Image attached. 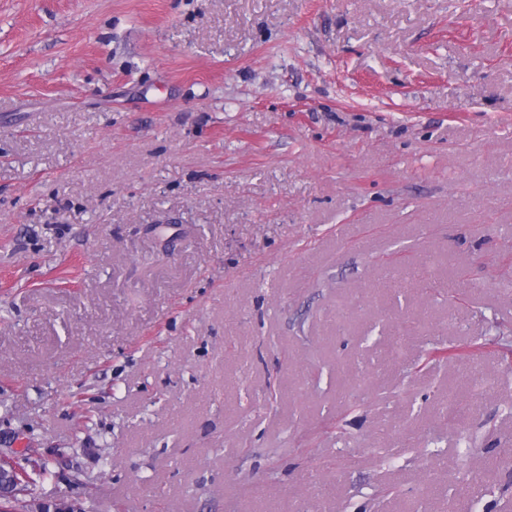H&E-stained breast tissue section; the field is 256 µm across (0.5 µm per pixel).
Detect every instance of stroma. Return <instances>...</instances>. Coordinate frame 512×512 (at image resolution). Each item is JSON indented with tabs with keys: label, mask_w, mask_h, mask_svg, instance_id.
<instances>
[{
	"label": "stroma",
	"mask_w": 512,
	"mask_h": 512,
	"mask_svg": "<svg viewBox=\"0 0 512 512\" xmlns=\"http://www.w3.org/2000/svg\"><path fill=\"white\" fill-rule=\"evenodd\" d=\"M17 512H512V0H0Z\"/></svg>",
	"instance_id": "stroma-1"
}]
</instances>
